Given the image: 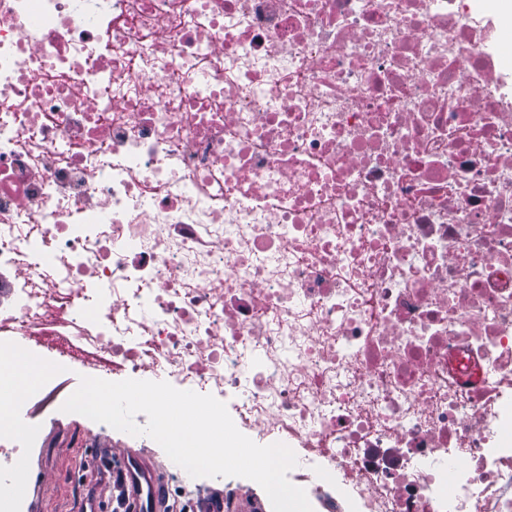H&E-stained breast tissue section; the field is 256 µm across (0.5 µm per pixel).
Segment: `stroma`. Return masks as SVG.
<instances>
[{
    "label": "stroma",
    "instance_id": "1",
    "mask_svg": "<svg viewBox=\"0 0 512 512\" xmlns=\"http://www.w3.org/2000/svg\"><path fill=\"white\" fill-rule=\"evenodd\" d=\"M96 374L90 366L59 365L48 386L52 401H33L22 414L23 428L38 432L29 441L28 451L16 459L26 482L31 512H74L75 500L83 497L89 498L91 512H96L99 504H111L112 486L99 476V454L103 451L118 463L136 454L162 476L164 485L172 491L184 489L203 497L210 489L225 488L220 477H190L149 437L132 436L82 415L62 412L80 376Z\"/></svg>",
    "mask_w": 512,
    "mask_h": 512
}]
</instances>
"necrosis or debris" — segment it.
<instances>
[{
	"label": "necrosis or debris",
	"instance_id": "1",
	"mask_svg": "<svg viewBox=\"0 0 512 512\" xmlns=\"http://www.w3.org/2000/svg\"><path fill=\"white\" fill-rule=\"evenodd\" d=\"M165 371L313 512H512V50L479 0H0V376ZM0 399V512H22Z\"/></svg>",
	"mask_w": 512,
	"mask_h": 512
}]
</instances>
